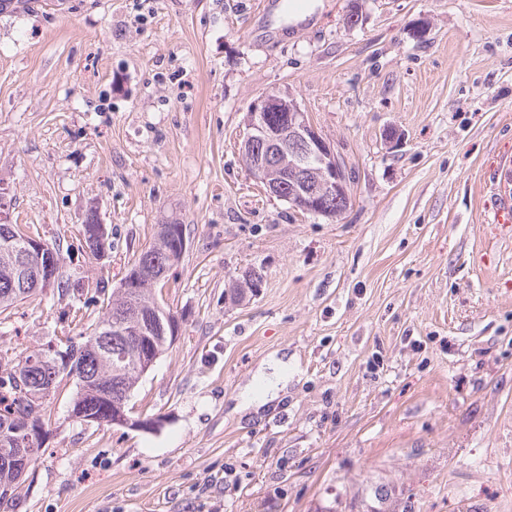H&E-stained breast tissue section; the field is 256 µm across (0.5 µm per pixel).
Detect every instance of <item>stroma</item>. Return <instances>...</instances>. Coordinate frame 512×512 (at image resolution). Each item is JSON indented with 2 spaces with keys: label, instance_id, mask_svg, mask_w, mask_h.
Returning <instances> with one entry per match:
<instances>
[{
  "label": "stroma",
  "instance_id": "stroma-1",
  "mask_svg": "<svg viewBox=\"0 0 512 512\" xmlns=\"http://www.w3.org/2000/svg\"><path fill=\"white\" fill-rule=\"evenodd\" d=\"M259 2L0 6L12 223L112 289L159 225L186 239L156 290L179 333L131 398L154 426L82 424L63 391L8 512H366L379 485L413 512H512V223L483 221L512 191L488 169L512 159V0H314L297 23ZM273 90L351 172L340 218L251 175L244 118ZM67 303L0 313V349L79 341L102 303ZM275 357L287 386L236 412Z\"/></svg>",
  "mask_w": 512,
  "mask_h": 512
}]
</instances>
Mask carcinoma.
<instances>
[{
	"instance_id": "carcinoma-1",
	"label": "carcinoma",
	"mask_w": 512,
	"mask_h": 512,
	"mask_svg": "<svg viewBox=\"0 0 512 512\" xmlns=\"http://www.w3.org/2000/svg\"><path fill=\"white\" fill-rule=\"evenodd\" d=\"M176 235H184L183 225H172L168 236L158 233L157 241L135 258L129 272L149 284L140 290V298L153 294V286L165 280L172 269L166 252L172 249ZM10 266L11 261L0 255V310L3 312L43 291L41 287H33L32 278L12 275ZM56 288L61 295L69 297L73 305L82 302L90 293L95 298H105L107 305L114 309L125 305V294L118 288L108 291L103 281L85 286L61 277ZM109 319L110 311L106 310L80 342L71 341L60 353L45 359L40 357L38 349L19 356H10L6 352L0 354V503L13 500L21 481L19 472L12 466V458L20 451L17 442L26 420H31L33 428L44 426L45 401L56 396L68 381L75 380V392L69 401L72 417L110 425L115 415L130 416L131 397L139 382L135 373L141 356H160L168 350L170 342L143 336L140 342L135 343L114 336L111 359L104 361L98 357L93 333L104 329ZM21 362L24 363V372L18 379L11 364ZM20 381L31 396L20 395Z\"/></svg>"
}]
</instances>
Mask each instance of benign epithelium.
<instances>
[{"mask_svg":"<svg viewBox=\"0 0 512 512\" xmlns=\"http://www.w3.org/2000/svg\"><path fill=\"white\" fill-rule=\"evenodd\" d=\"M248 134L241 152L251 174L276 198L310 214L340 217L351 202L350 183L335 149L317 131L288 90L267 92L246 114ZM0 254L9 258L16 272L27 274L28 259L38 257L39 279L52 287L60 275L54 250L39 237L20 233L0 243ZM260 273L250 270L235 281V297L255 295ZM130 317L114 318L112 330L122 336H141L135 327L140 318L139 300L131 301ZM155 332L175 340L179 325L158 301H153Z\"/></svg>","mask_w":512,"mask_h":512,"instance_id":"7a95c632","label":"benign epithelium"}]
</instances>
